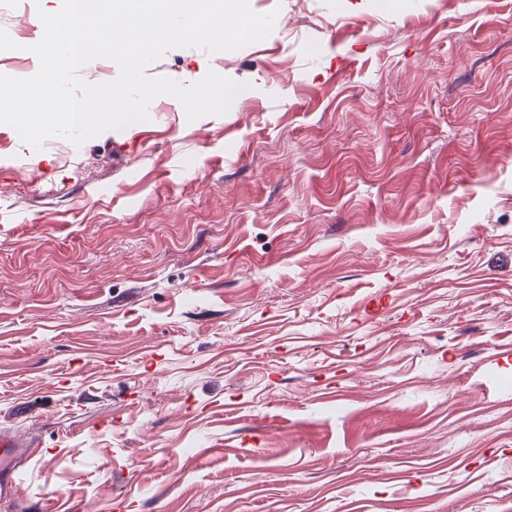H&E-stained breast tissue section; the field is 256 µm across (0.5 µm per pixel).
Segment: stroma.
Segmentation results:
<instances>
[{"label": "stroma", "instance_id": "1", "mask_svg": "<svg viewBox=\"0 0 512 512\" xmlns=\"http://www.w3.org/2000/svg\"><path fill=\"white\" fill-rule=\"evenodd\" d=\"M248 6L143 70L224 115L0 124V512H512V0ZM34 454L30 443L9 432H0V499L12 500L16 494V463L19 459H29Z\"/></svg>", "mask_w": 512, "mask_h": 512}]
</instances>
